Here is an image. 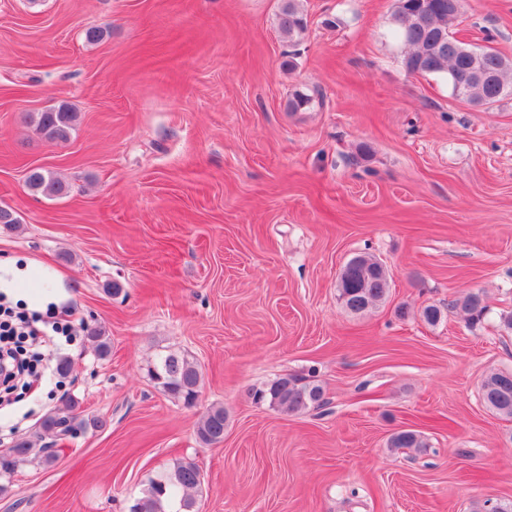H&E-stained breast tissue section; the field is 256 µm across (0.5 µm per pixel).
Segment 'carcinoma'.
<instances>
[{
    "label": "carcinoma",
    "mask_w": 512,
    "mask_h": 512,
    "mask_svg": "<svg viewBox=\"0 0 512 512\" xmlns=\"http://www.w3.org/2000/svg\"><path fill=\"white\" fill-rule=\"evenodd\" d=\"M463 8V0H396L393 14L395 33L405 48L403 66L410 75H433L447 80L453 97L472 106L492 107L512 96V59L491 46L477 48L481 53L480 68L483 81L472 78L473 60L460 50L464 43L457 40L451 26ZM278 26L282 34L293 37L307 29V18L299 0H281ZM79 113L61 103L28 117L34 132L50 142L66 143L76 131ZM26 186L44 197H62L69 192L66 182L53 173L32 168L27 171ZM390 288V274L377 258L358 254L341 269L337 280L338 299L353 315H362L382 303ZM462 311L471 324L481 321L488 312L487 305L477 293H469L448 304ZM156 385L172 399L187 403L199 395L201 372L188 357L168 352L161 356L151 370ZM257 401L268 402L279 410L295 414L324 403L322 386L302 378L285 375L268 382L254 393ZM481 400L490 411L512 418V371L489 373L481 385ZM77 401L71 400L58 412L47 416L42 427L46 432L59 434L61 426L74 423L84 427L87 422L74 414ZM227 415L224 406L207 409L196 426L200 443L211 446L224 441ZM391 448H426L425 437L414 430H401L392 435ZM11 453L16 462L35 461L41 466L55 462L56 456L46 448H35L27 439L17 441ZM197 467L192 462H177L150 480L131 512H195Z\"/></svg>",
    "instance_id": "obj_1"
}]
</instances>
